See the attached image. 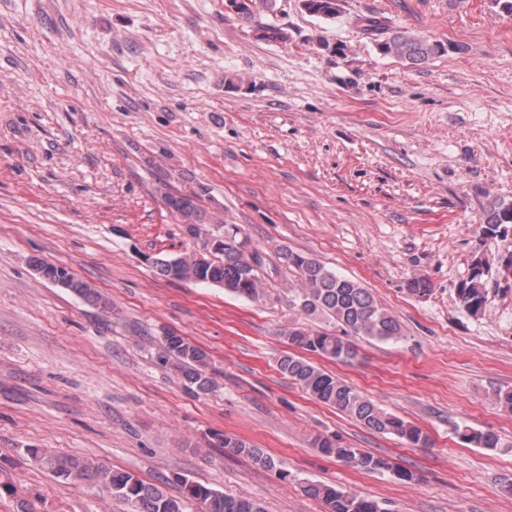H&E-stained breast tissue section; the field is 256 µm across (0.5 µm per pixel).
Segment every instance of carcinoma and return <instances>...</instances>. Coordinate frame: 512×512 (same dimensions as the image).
<instances>
[{"label":"carcinoma","instance_id":"carcinoma-1","mask_svg":"<svg viewBox=\"0 0 512 512\" xmlns=\"http://www.w3.org/2000/svg\"><path fill=\"white\" fill-rule=\"evenodd\" d=\"M276 5L277 0H242L235 14L241 22L254 27L257 38L285 44L289 36L284 28L256 22L260 13H272ZM302 6L309 14L326 20L335 19L339 13L336 0H302ZM372 31L382 32L383 39L377 43L381 54L402 59L411 65L425 64L442 51L440 43L409 31L391 32L378 24L372 25ZM163 201L171 212L181 218L187 233L197 239V248L178 255L152 258V266L158 275L169 280L216 285L249 300L265 296V284L258 274L261 257L257 250L251 248L248 238L239 240L234 233L226 240L225 225L206 227L210 218L192 195L167 192ZM503 224H512V201L495 200L484 212L482 230L493 233ZM283 259L298 272L297 283L291 287L293 308L301 315L332 318L341 327L343 335L300 327L289 329L290 351L279 359L280 371L314 400L349 415L368 430L393 436L411 447L428 446L430 437L419 427L386 412L308 357L311 353L346 362L357 355V350L346 337L365 336L379 341H396L402 336L399 322L377 303L368 289L327 269L316 259L288 250L283 251ZM489 268L488 260L475 259L467 277L455 289L457 302L473 316L481 314L489 303ZM60 280L59 286L75 292L87 302L106 305L95 289L73 273L65 272ZM160 350L161 361L173 363L182 372L190 391L200 394L214 388L209 357L203 349L183 336L168 333L160 338ZM462 437L467 443L486 449H496L500 444L499 436L491 430L467 429ZM222 441L224 447L247 456L260 468L276 467L274 458L260 448L228 435ZM314 444L325 455L365 472L390 469L387 460L344 447L327 437L316 438ZM27 452L58 478L78 484L87 480L100 485L110 497L128 503L132 512H189L192 503L201 504L202 512H264L255 501L227 495L185 475L175 477L181 488L180 496L175 497L134 474L114 472L93 460L58 456L38 448H29ZM303 490L308 496L320 500L326 512H387L377 501L354 491L312 482L303 486Z\"/></svg>","mask_w":512,"mask_h":512}]
</instances>
